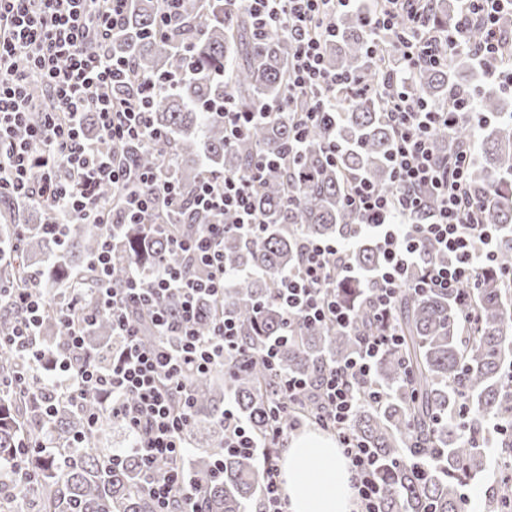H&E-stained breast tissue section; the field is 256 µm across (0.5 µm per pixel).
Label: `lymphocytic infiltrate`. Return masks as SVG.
I'll return each instance as SVG.
<instances>
[{
    "mask_svg": "<svg viewBox=\"0 0 512 512\" xmlns=\"http://www.w3.org/2000/svg\"><path fill=\"white\" fill-rule=\"evenodd\" d=\"M256 37L275 30L292 42V69L283 106L292 111L298 131L319 123L338 90H369L353 74L326 69L323 45L338 31L337 18L359 7V0H242ZM507 0H467V6L449 28L431 24L430 0H382V8L367 12L364 23L372 36L386 39L397 64L407 77L447 62L457 50L467 48L471 27L481 26L484 39L475 52L495 58L505 41L498 15ZM129 0H0V191L25 201H43L63 215L78 216L86 224H114L111 204L103 193L112 189L127 217L157 206L175 210L181 191L173 182L158 184L155 172L137 167L126 156L103 155L84 133L85 118L94 115L101 136L117 147L152 142L162 134L150 122V109L158 89L139 77L133 63L93 50L94 42L107 39L123 22ZM411 21L410 32H401L400 15ZM41 85L51 103L40 123L30 121L31 85ZM117 86L128 96H114ZM375 94L385 109L393 132L390 158L394 189L378 190L366 177L346 179L345 203L358 223L377 228V245L383 263L368 290L367 305L378 323L377 332L361 341L356 356L325 370L317 381L298 376L281 379L272 402L275 417L292 414L305 394L317 401V422L334 429L350 479L357 490L355 512H382V488L377 480V458L349 431V423L364 389L371 384L376 358L398 343L399 333L390 321L397 289H436L451 295L465 286L477 287L479 274L495 256L493 232L482 225L483 198L468 185L473 153L463 149L451 157H438L432 133L437 123L454 125L473 121L483 128L464 94H453L444 111L435 112L415 94L385 74ZM270 159L256 161L248 172L204 177L193 205L212 213L234 214L242 233L258 236L263 221L252 205L261 174ZM66 168L72 178L59 180ZM439 203L430 222L415 225L425 193ZM435 241L447 253L444 264L428 266L419 279L411 271L422 240ZM224 227L204 225L192 239H175L173 252L185 253L209 269L197 279L174 264L160 267L150 287L129 281L113 287L110 281L112 245L103 242L91 264L98 288V304L110 313L113 326L125 338L107 370L90 360L80 326L67 327L66 349L55 357L50 370L55 391L71 401L87 393L100 395L120 414L128 430L137 434L134 453L144 465L142 488L155 512H175L176 503L189 496L186 475L176 469L156 476V463L173 461L185 449L184 433L191 420L188 403H175L185 393L187 379L227 362L240 351V329L230 318H220L210 335H198L195 326L205 298H220L226 286L221 245ZM302 262L282 276L277 286L288 313L289 325L298 321L352 326L354 314L335 293L341 276L349 271L347 252L339 241H306ZM179 299L177 312L155 310L152 320L160 335L177 337V344L147 347L140 343L131 319L136 307L161 301L167 294ZM21 312L7 342L26 344L38 332L45 305L25 288L0 283V306ZM284 441L274 428L264 441L252 437L235 407L224 410V445L249 448L263 459L264 512H285L280 492V468L269 450Z\"/></svg>",
    "mask_w": 512,
    "mask_h": 512,
    "instance_id": "lymphocytic-infiltrate-1",
    "label": "lymphocytic infiltrate"
}]
</instances>
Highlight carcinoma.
<instances>
[{
    "label": "carcinoma",
    "mask_w": 512,
    "mask_h": 512,
    "mask_svg": "<svg viewBox=\"0 0 512 512\" xmlns=\"http://www.w3.org/2000/svg\"><path fill=\"white\" fill-rule=\"evenodd\" d=\"M454 0H437L434 24L448 27ZM339 34L324 46L328 69L357 74L365 83L378 82L392 60L391 49L372 41L357 12L338 20ZM93 47L113 58H127L136 71L151 78L161 90L151 110L154 128L165 138L125 148L137 165L157 170L163 180L176 182L184 208L143 212L135 224H125L118 199H112L119 248L112 259V284L120 288L135 274L144 283L155 277L161 259L187 265L199 276L205 268L170 250V238L186 236L196 224L224 222V270L235 276L224 298L202 305L199 334L211 333L212 318L225 314L242 325L243 353L230 364L194 375L189 380L193 415L187 437L199 453L189 477L195 484L192 506L197 512H249L261 497L262 460L244 448H226L218 425L224 400L232 399L261 439L271 429L269 400L278 389L277 378L264 365L265 346L286 331L287 315L274 288L276 281L295 269L303 239H336L349 244L355 269L370 273L382 263L375 231L357 223L345 210V176L367 177L379 190H393L389 157L392 131L373 94L336 96L329 114L309 128L295 144L291 118L279 114L258 122L250 134L233 145L224 142V120L215 108L224 91L233 93L241 112L276 105L288 84L292 43L271 32L254 35L242 3L225 0H183L180 14L161 20L159 0H131L123 30ZM179 78L171 85L167 79ZM398 80L405 81L402 73ZM407 82V81H405ZM408 88L432 109L444 110L448 96L474 94L475 111L495 118L469 171L471 189L485 195L481 223L499 232L493 268L485 272L473 296L462 289L455 300L436 290L416 292L399 288L393 315L401 336L398 346L384 351L373 368L375 386L391 391L376 402L364 396L350 431L372 448L378 458V476L384 488L383 512H460L459 486L488 467L487 450L512 458V387L504 378L512 366V288L503 285L512 272V96L487 90L471 54L455 56L449 65L426 69L407 82ZM470 123L434 132L435 151L451 155L473 146ZM333 141L342 146L338 163L328 162ZM296 147V160L265 170L253 205L266 227L258 238L233 230L232 218L207 217L192 210L193 195L207 174L244 173L260 155L281 156ZM0 209L12 223L0 225V243L13 255L0 260V281L14 282L43 297L47 303L38 336L27 345L0 347V482L16 469L29 478L27 500L37 512H154L141 489L144 466L131 452L108 461L102 447L106 426L124 425L121 415L107 412L96 394L89 393L74 407L56 404L43 417L40 405L54 390L52 380L38 368H26L33 354L49 359L66 347L60 306L51 289L81 274L86 307L95 318L86 326V347L101 367L124 337L112 335V317L98 308V283L89 269L102 240L112 229L92 230L78 218L66 216L62 241L27 225L28 213L48 224L58 213L39 202L25 208L10 193H0ZM158 224L168 225L164 232ZM435 246L420 247L416 269L445 263ZM369 280L340 284V297L354 309V325L345 330L333 324H303L298 335L280 343L278 371L317 379L328 366L355 355L361 338L376 330L364 301ZM475 310L471 322L465 307ZM140 340L156 345L161 337L139 317ZM224 384L214 381V372ZM99 415L96 426L88 417ZM466 418V430L453 423ZM483 512H512V479L500 478L486 492Z\"/></svg>",
    "instance_id": "obj_1"
}]
</instances>
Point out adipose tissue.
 <instances>
[{
    "mask_svg": "<svg viewBox=\"0 0 512 512\" xmlns=\"http://www.w3.org/2000/svg\"><path fill=\"white\" fill-rule=\"evenodd\" d=\"M289 512H351L347 463L332 439L300 435L282 460Z\"/></svg>",
    "mask_w": 512,
    "mask_h": 512,
    "instance_id": "1",
    "label": "adipose tissue"
}]
</instances>
